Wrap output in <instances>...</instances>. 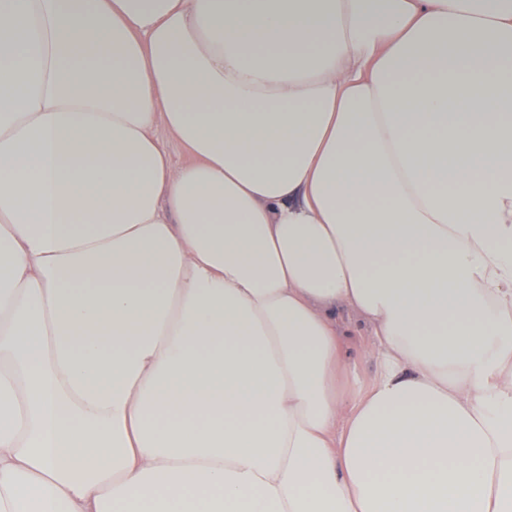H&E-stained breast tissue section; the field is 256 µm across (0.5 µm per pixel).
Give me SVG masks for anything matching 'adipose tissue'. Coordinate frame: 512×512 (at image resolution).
<instances>
[{"mask_svg":"<svg viewBox=\"0 0 512 512\" xmlns=\"http://www.w3.org/2000/svg\"><path fill=\"white\" fill-rule=\"evenodd\" d=\"M0 512H512V0H0ZM340 328L344 333V346L347 360L353 374L363 381H368L377 369L375 354L366 348L368 336L365 327L354 313L343 311L338 316Z\"/></svg>","mask_w":512,"mask_h":512,"instance_id":"1","label":"adipose tissue"}]
</instances>
